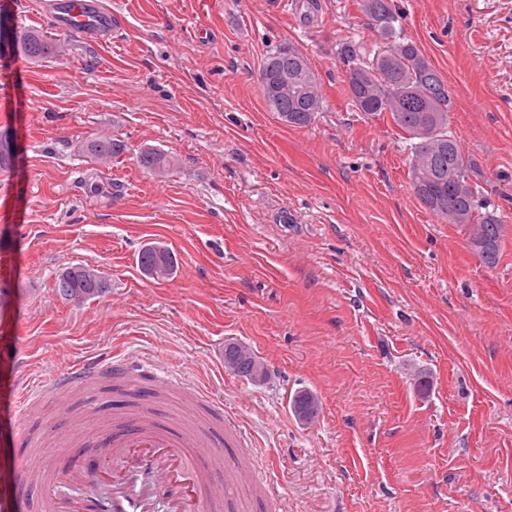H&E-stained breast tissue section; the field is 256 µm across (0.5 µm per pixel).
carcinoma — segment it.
Segmentation results:
<instances>
[{"instance_id": "obj_1", "label": "carcinoma", "mask_w": 512, "mask_h": 512, "mask_svg": "<svg viewBox=\"0 0 512 512\" xmlns=\"http://www.w3.org/2000/svg\"><path fill=\"white\" fill-rule=\"evenodd\" d=\"M362 11L375 23L380 39L372 58L357 53L350 44L341 48V60L347 67L348 89L355 108L368 116H384L411 141L410 179L425 176L426 182L413 187L419 201L444 223H451L447 214L463 210L467 215L464 228L468 231V248L485 265L496 263L501 246L503 224L491 213L481 212L479 190L470 178L471 164L450 133L448 113L452 98L443 76L435 85L428 84L422 69L432 68L416 43L401 38L395 28L399 15L389 0H361ZM22 52L32 58L46 55L47 39L38 33L21 35ZM299 75L295 87L276 101H266L270 111L288 113V125L305 127L313 118L307 113L322 110V98L317 90V77L302 53L280 48L268 56ZM91 157L118 156L124 147L117 139H95L83 145ZM170 155L145 150L140 163L149 171L169 165ZM459 172L468 185L460 193L448 182V173ZM108 283L101 273H88L83 265L72 266L56 282L58 294L66 300L87 301L107 292Z\"/></svg>"}]
</instances>
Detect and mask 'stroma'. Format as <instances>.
I'll return each mask as SVG.
<instances>
[{
	"mask_svg": "<svg viewBox=\"0 0 512 512\" xmlns=\"http://www.w3.org/2000/svg\"><path fill=\"white\" fill-rule=\"evenodd\" d=\"M118 37L95 45L0 0L15 30L50 37L37 60L0 41V468L51 461L71 426L57 397L21 410L25 383L126 356L183 371L275 468L287 512H512V0H394L396 30L442 74L449 129L490 213L495 267L415 196L409 143L353 106L343 43L379 39L360 0H102ZM303 53L323 109L308 126L270 112L260 71ZM119 139V157L79 145ZM175 156L162 175L143 148ZM166 246L176 271L145 275ZM85 265L109 284L55 290ZM236 342L268 368H224ZM315 394V422L293 396ZM161 247L166 251L167 261L165 268L157 270L159 275L157 277L151 276L148 274V270L151 269L157 262V252L156 248ZM140 264L144 272L150 277L158 280L168 279L171 275H173L175 271L174 259L171 252L164 246H148L145 247L140 254ZM89 266H72L63 272L56 282L58 294L66 300L87 301L107 292L108 283L101 273L90 274Z\"/></svg>",
	"mask_w": 512,
	"mask_h": 512,
	"instance_id": "35a3bbf8",
	"label": "stroma"
}]
</instances>
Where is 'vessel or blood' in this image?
Instances as JSON below:
<instances>
[{
	"mask_svg": "<svg viewBox=\"0 0 512 512\" xmlns=\"http://www.w3.org/2000/svg\"><path fill=\"white\" fill-rule=\"evenodd\" d=\"M43 11L58 26L104 45L115 34L112 15L100 0H45ZM126 372V362L109 356L82 360L59 373L50 390L89 393L102 374ZM189 387L185 377L161 364L148 377L129 382L134 399L145 407L158 392ZM191 403L208 408L204 425H162L146 414L119 416L95 433L75 432L57 461L22 459L13 468L11 488L44 486V493L31 503L33 512H225L218 484L235 478L250 483L264 512H284L276 475L249 466V437L225 415L222 403L205 394L192 397ZM232 445L239 452L226 457L224 449ZM62 480L77 486V493L58 494L55 487Z\"/></svg>",
	"mask_w": 512,
	"mask_h": 512,
	"instance_id": "obj_1",
	"label": "vessel or blood"
}]
</instances>
